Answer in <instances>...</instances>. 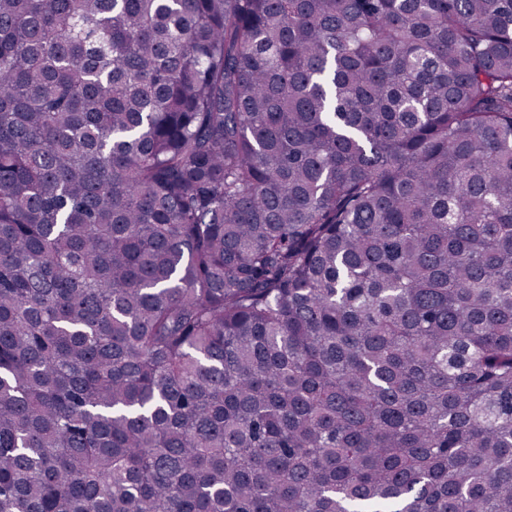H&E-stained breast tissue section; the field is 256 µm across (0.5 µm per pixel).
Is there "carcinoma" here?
<instances>
[{
	"label": "carcinoma",
	"mask_w": 512,
	"mask_h": 512,
	"mask_svg": "<svg viewBox=\"0 0 512 512\" xmlns=\"http://www.w3.org/2000/svg\"><path fill=\"white\" fill-rule=\"evenodd\" d=\"M0 512H512V0H0Z\"/></svg>",
	"instance_id": "obj_1"
}]
</instances>
